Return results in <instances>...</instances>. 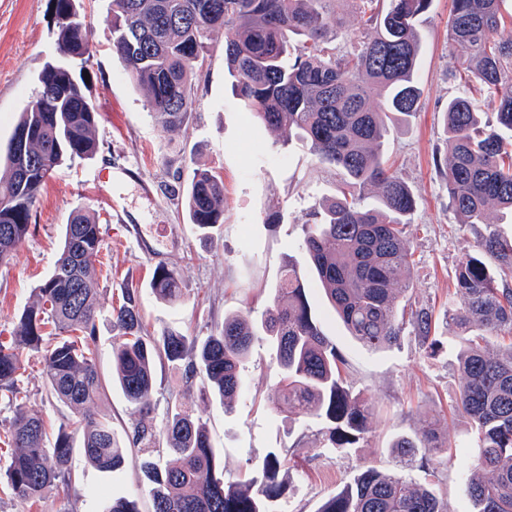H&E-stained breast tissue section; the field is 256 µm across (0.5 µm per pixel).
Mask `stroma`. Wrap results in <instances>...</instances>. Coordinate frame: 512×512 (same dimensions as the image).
Instances as JSON below:
<instances>
[{"instance_id":"obj_1","label":"stroma","mask_w":512,"mask_h":512,"mask_svg":"<svg viewBox=\"0 0 512 512\" xmlns=\"http://www.w3.org/2000/svg\"><path fill=\"white\" fill-rule=\"evenodd\" d=\"M89 26L93 55L83 69L97 113L92 157L56 170L43 186L32 215L33 228L13 261L0 266V341L13 337L16 316L32 300L33 288L50 272L61 232L73 209L91 211L102 231L97 257L100 314L96 320L97 365L108 387L90 405L94 416L110 418L116 433L140 414L111 385L112 308L124 288L139 291L149 331L172 328L188 336H208L226 315L249 308L262 313L288 262L304 264L300 247L304 226L320 204L335 198L340 172L315 161L307 142L282 139L256 119L231 92L224 60V29L211 37V50L198 72L191 116L171 135L150 113L147 93L132 82L112 53L107 17L112 0H78ZM449 0H433L420 26L417 81L419 112L393 118L385 155L410 186L416 209L408 226L413 252L411 303L431 310L442 347L428 354L412 326L396 344L371 349L351 341L329 312L317 283L308 296L325 335L345 360L346 387L375 407L374 437L350 449L331 448L317 455L322 425L277 410L279 371L264 341L254 342L244 364L245 387L232 410L200 385H187L181 370L155 366L153 424L166 418V399L178 395L183 406L205 423L219 446L224 473L237 478L274 448L287 461L283 512H317L359 466H396L391 443L435 425L459 459L458 466L434 464L410 471L417 484L434 488L450 512H472L460 490L461 462L472 454L467 420L454 409L458 388V346L445 327L449 292L459 262L472 253L479 227L458 223L448 206V190L438 170L448 151L442 113L450 97L469 92L482 120L496 107L459 78L460 56L448 41ZM58 30L50 0H0V146H6L19 116L38 87V75L56 55ZM212 170L224 180V222L201 236L187 219L185 194L194 168ZM176 268L183 300L170 305L150 288L157 263ZM19 387L29 411L59 424L63 406L48 397L43 363L28 354ZM142 456L131 450L120 471L88 464L74 452L71 486L47 494L37 505L15 498L0 482V512H106L112 500H135L151 512L142 484Z\"/></svg>"}]
</instances>
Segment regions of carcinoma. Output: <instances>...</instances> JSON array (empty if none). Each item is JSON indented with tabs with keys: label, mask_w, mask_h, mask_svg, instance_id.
Here are the masks:
<instances>
[{
	"label": "carcinoma",
	"mask_w": 512,
	"mask_h": 512,
	"mask_svg": "<svg viewBox=\"0 0 512 512\" xmlns=\"http://www.w3.org/2000/svg\"><path fill=\"white\" fill-rule=\"evenodd\" d=\"M503 0H450L448 41L460 52L462 70L496 104V124L482 123L471 99L448 98L443 112L448 158L443 175L448 206L460 224L485 223L494 203L512 211V37L499 31L512 15ZM365 18L358 46L336 49L342 25L338 5ZM432 0H112V52L147 91V106L171 134L184 126L194 103L192 77L210 51L211 32L224 27V55L235 95L269 128L310 144L315 159L343 174L341 194L322 205L305 225L301 268L288 263L261 317L243 311L224 318L202 340L163 328L149 332L137 290L126 288L112 309L121 341L112 347V381L145 415L155 400V360L183 368L185 382L200 381L224 409L242 391V367L254 341L265 340L280 370V404L319 420L325 444L352 448L372 436L374 407L343 385V356L312 311L306 281L315 279L349 336L381 349L394 344L410 323L425 349L439 346L432 312L411 307L399 316L398 287L409 284L412 253L407 227L416 201L408 184L384 158L388 120L419 111L416 81L419 26ZM75 0H54L58 58L39 75V89L6 147L0 175V265L10 263L31 229L43 185L65 161L97 150L96 111L87 108L85 79L71 63L85 61L93 44ZM374 190L377 206L361 204ZM190 223L206 233L224 221V180L195 168L189 177ZM100 225L83 209L64 225L57 259L34 291L37 300L19 314L15 341L0 342V393L15 403L6 432L10 448L4 473L11 494L36 503L71 484L73 432L92 466L116 471L126 446L145 452L140 469L152 512H280L286 495L284 460L269 452L246 480H229L217 443L178 399L167 402L162 427L139 424L118 438L88 404L103 389L94 344L99 311L94 257ZM512 238L489 230L475 253L457 266L448 310V335L461 347L456 411L473 432L476 452L462 472V491L474 512H512V343L494 351L491 338L512 335ZM150 287L157 299L182 298L175 269L159 263ZM41 356L47 391L71 412L53 434L42 417L18 402L24 352ZM391 451L398 468L367 465L328 497L318 512H450L432 488L408 475L433 461L453 466L435 429L423 437L402 435Z\"/></svg>",
	"instance_id": "carcinoma-1"
}]
</instances>
